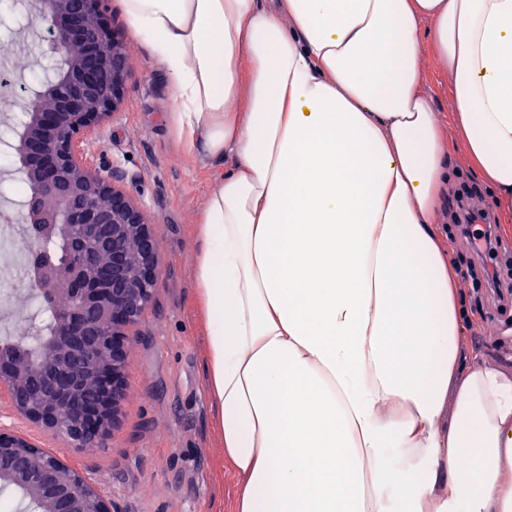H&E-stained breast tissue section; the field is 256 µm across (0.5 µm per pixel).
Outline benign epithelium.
Instances as JSON below:
<instances>
[{
	"label": "benign epithelium",
	"instance_id": "benign-epithelium-1",
	"mask_svg": "<svg viewBox=\"0 0 512 512\" xmlns=\"http://www.w3.org/2000/svg\"><path fill=\"white\" fill-rule=\"evenodd\" d=\"M107 0H17L35 14L55 66L18 100L20 132L0 141L30 186L13 219L27 244L28 295L54 330L33 349L0 345V398L20 417L84 452L101 446L126 398L128 330L148 313L160 241L118 166L95 162L100 125L130 69L101 23ZM0 490L20 512H104L97 481L22 433L0 428Z\"/></svg>",
	"mask_w": 512,
	"mask_h": 512
}]
</instances>
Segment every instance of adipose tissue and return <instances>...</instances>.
<instances>
[{
	"mask_svg": "<svg viewBox=\"0 0 512 512\" xmlns=\"http://www.w3.org/2000/svg\"><path fill=\"white\" fill-rule=\"evenodd\" d=\"M122 3L227 163L193 279L232 512H512V369L467 345L437 221L453 131L512 231V0ZM423 60L425 63V75L427 86L435 96L437 112H444V116H448L451 121L450 111V90L447 79L435 61L430 45H425L423 50Z\"/></svg>",
	"mask_w": 512,
	"mask_h": 512,
	"instance_id": "ef3b65f1",
	"label": "adipose tissue"
}]
</instances>
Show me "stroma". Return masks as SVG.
Here are the masks:
<instances>
[{
    "instance_id": "obj_1",
    "label": "stroma",
    "mask_w": 512,
    "mask_h": 512,
    "mask_svg": "<svg viewBox=\"0 0 512 512\" xmlns=\"http://www.w3.org/2000/svg\"><path fill=\"white\" fill-rule=\"evenodd\" d=\"M130 58L121 102L97 147L102 169L121 166L126 188L146 206L161 242L151 307L130 338L128 394L118 428L92 452L77 453L0 399V423L97 478L107 512H230L237 482L224 462L204 386V327L192 262L199 214L220 161L198 162L174 133L177 100L167 74L131 35L121 0L104 13ZM467 338L485 358L512 364V306L470 309Z\"/></svg>"
}]
</instances>
